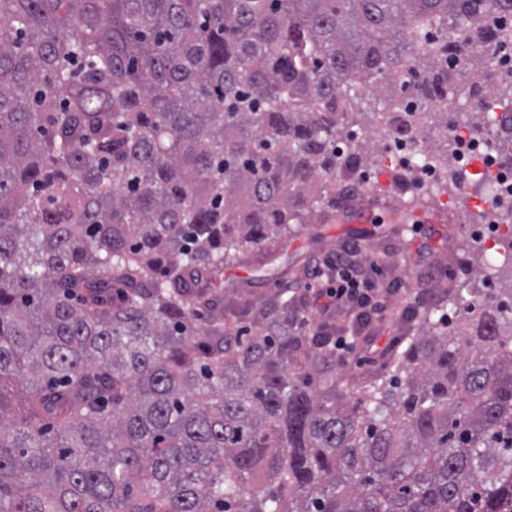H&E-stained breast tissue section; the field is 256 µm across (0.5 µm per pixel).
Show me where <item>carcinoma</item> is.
Segmentation results:
<instances>
[{"instance_id": "obj_1", "label": "carcinoma", "mask_w": 512, "mask_h": 512, "mask_svg": "<svg viewBox=\"0 0 512 512\" xmlns=\"http://www.w3.org/2000/svg\"><path fill=\"white\" fill-rule=\"evenodd\" d=\"M492 47L512 0H0V512H512V243L380 370L364 297L224 293L460 90L512 121Z\"/></svg>"}]
</instances>
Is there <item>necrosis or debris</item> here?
<instances>
[{
  "label": "necrosis or debris",
  "instance_id": "1",
  "mask_svg": "<svg viewBox=\"0 0 512 512\" xmlns=\"http://www.w3.org/2000/svg\"><path fill=\"white\" fill-rule=\"evenodd\" d=\"M425 147L421 138H414L408 150L390 155L382 151L375 159L371 171L361 173L352 185L353 192H362L371 184L373 173L388 165L411 172L414 186L429 187L444 183L446 178L469 174L472 155L486 158L488 181L480 188L482 197L479 207L466 209V219L459 227L461 235H470L496 245L505 228L512 225V165L505 163V149L496 128L487 126L481 130L456 127L453 150L448 157L447 169L423 168L417 165L418 156L424 155Z\"/></svg>",
  "mask_w": 512,
  "mask_h": 512
}]
</instances>
